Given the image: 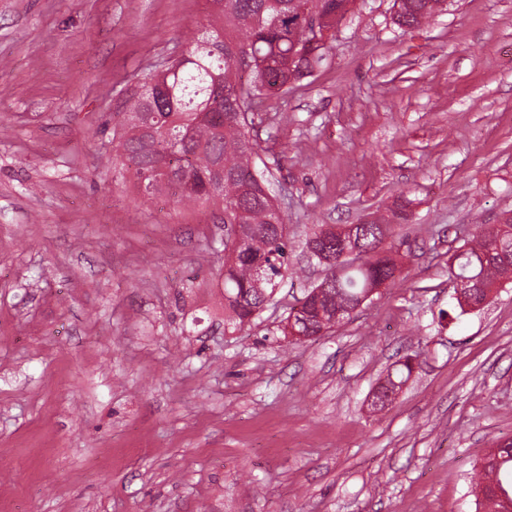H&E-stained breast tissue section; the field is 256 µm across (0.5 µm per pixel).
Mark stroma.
I'll use <instances>...</instances> for the list:
<instances>
[{"instance_id": "35a3bbf8", "label": "stroma", "mask_w": 512, "mask_h": 512, "mask_svg": "<svg viewBox=\"0 0 512 512\" xmlns=\"http://www.w3.org/2000/svg\"><path fill=\"white\" fill-rule=\"evenodd\" d=\"M207 8L0 0V512H485L512 284L461 311L448 258L512 211V0H445L415 28L357 0L313 72L256 104L293 271L234 332L215 206L142 201L112 165L116 97ZM401 209L395 283L284 335L324 272L318 225Z\"/></svg>"}]
</instances>
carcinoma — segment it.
<instances>
[{
	"label": "carcinoma",
	"instance_id": "carcinoma-1",
	"mask_svg": "<svg viewBox=\"0 0 512 512\" xmlns=\"http://www.w3.org/2000/svg\"><path fill=\"white\" fill-rule=\"evenodd\" d=\"M201 37L179 58L149 73L136 91L116 102L125 115L113 133L116 157L148 195L171 193L183 202L221 205L224 223L239 226V244L224 241V327L241 330L267 304L288 269V233L274 202L264 194L265 171L256 165L258 131L246 107L278 86L310 72L322 56L309 58L295 46L300 14L314 12L334 27L336 13L351 0H208ZM442 0H400L398 23L416 27ZM250 72L247 82L240 72ZM394 225L372 221L356 228L364 256L338 260L341 234L322 226L309 240L329 271L321 294L301 297L304 314L296 329L319 336L357 309L374 287L392 281L399 250L385 246ZM512 277V217L500 234L483 225L451 258L448 278L472 287L469 307L479 308L485 289ZM393 380L377 389L371 406L391 402ZM475 483L491 512L512 506V438L498 445L495 459L481 466Z\"/></svg>",
	"mask_w": 512,
	"mask_h": 512
}]
</instances>
